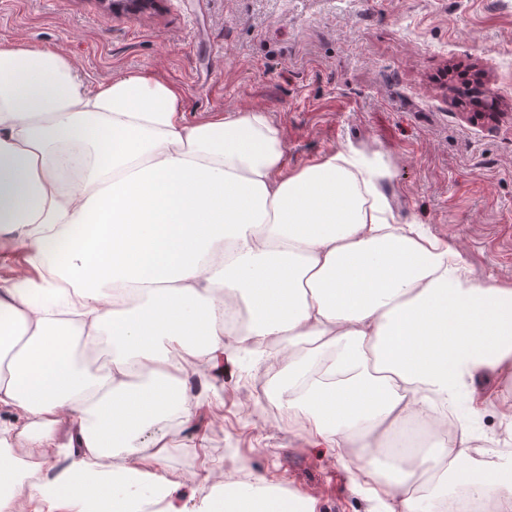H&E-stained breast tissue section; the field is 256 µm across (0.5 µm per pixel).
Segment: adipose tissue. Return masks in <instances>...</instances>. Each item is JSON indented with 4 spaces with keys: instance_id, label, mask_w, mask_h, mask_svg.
Segmentation results:
<instances>
[{
    "instance_id": "obj_1",
    "label": "adipose tissue",
    "mask_w": 512,
    "mask_h": 512,
    "mask_svg": "<svg viewBox=\"0 0 512 512\" xmlns=\"http://www.w3.org/2000/svg\"><path fill=\"white\" fill-rule=\"evenodd\" d=\"M171 85L146 76L87 89L47 48H0V241L23 245L39 281L0 285V410L27 421V453L60 455L54 431L79 430L58 479L24 483L0 426V512H137L169 487L137 438L169 412L191 420L189 364H216L253 340L286 376L281 400L385 495L418 512L410 486L439 471L436 496L466 487L512 512V461L470 466L460 397L512 378V286H480L457 250L397 221L381 172L343 150L284 169L279 132L260 112L188 122ZM79 183H69L71 173ZM244 307L236 335L224 320ZM105 337L104 374L78 362L74 338ZM189 355L175 360L174 351ZM419 422L435 441L416 469L383 465L384 427ZM455 443H448V434ZM133 457L102 470L114 448ZM228 512H313L259 486Z\"/></svg>"
}]
</instances>
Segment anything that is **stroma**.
I'll return each instance as SVG.
<instances>
[{"mask_svg":"<svg viewBox=\"0 0 512 512\" xmlns=\"http://www.w3.org/2000/svg\"><path fill=\"white\" fill-rule=\"evenodd\" d=\"M50 47L87 88L149 75L180 90L187 117L264 112L288 169L354 148L383 167L399 222L459 251L473 283L512 285V0H160L118 14L105 0H0V47ZM495 111V120L470 113ZM265 368L229 349L223 376L194 395L196 419L170 417L162 474L176 512H211L217 465L242 470L314 512H386L387 501L308 431L265 418L250 398ZM483 387L472 427L485 450L507 433L512 382Z\"/></svg>","mask_w":512,"mask_h":512,"instance_id":"35a3bbf8","label":"stroma"}]
</instances>
